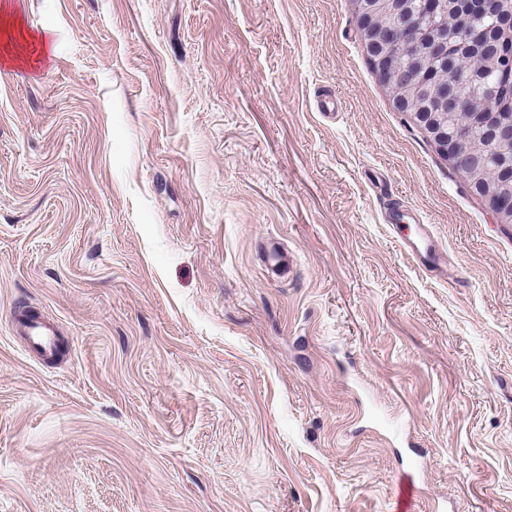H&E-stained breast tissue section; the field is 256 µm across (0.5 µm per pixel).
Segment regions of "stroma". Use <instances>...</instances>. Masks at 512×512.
I'll list each match as a JSON object with an SVG mask.
<instances>
[{"mask_svg": "<svg viewBox=\"0 0 512 512\" xmlns=\"http://www.w3.org/2000/svg\"><path fill=\"white\" fill-rule=\"evenodd\" d=\"M2 5L46 51L0 48V512H394L412 463L413 512H512V227L351 0ZM425 246H420L408 236L401 237V247L414 260V262L427 272H442L448 275V262L445 253L442 251L436 240H434L426 227L423 228ZM60 332L57 323L42 316L14 318L12 333L26 336L32 346H36L45 353H53L56 349V336Z\"/></svg>", "mask_w": 512, "mask_h": 512, "instance_id": "obj_1", "label": "stroma"}]
</instances>
